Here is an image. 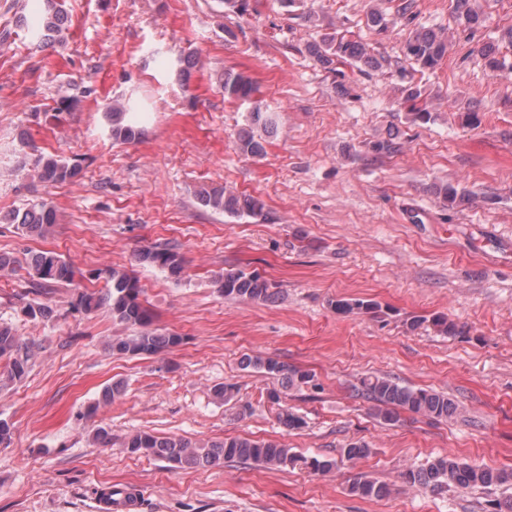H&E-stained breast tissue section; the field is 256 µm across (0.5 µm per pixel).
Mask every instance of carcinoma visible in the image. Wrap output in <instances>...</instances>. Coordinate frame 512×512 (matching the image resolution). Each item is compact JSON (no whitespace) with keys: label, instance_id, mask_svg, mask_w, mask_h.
I'll return each instance as SVG.
<instances>
[{"label":"carcinoma","instance_id":"obj_1","mask_svg":"<svg viewBox=\"0 0 512 512\" xmlns=\"http://www.w3.org/2000/svg\"><path fill=\"white\" fill-rule=\"evenodd\" d=\"M451 14L458 29L474 32L484 26L485 18L473 4V0H451ZM61 10L51 5L41 19L32 25L31 38L44 41L54 37L62 24ZM512 45V27L500 31L498 36L489 39L480 53L487 68L498 72L505 67V59L500 57V44ZM451 38L442 29L419 26L411 30L405 39V60L423 71H433L448 55ZM306 50L321 68L335 71V64L344 60H353L365 68L378 70L381 62L369 51L360 39L343 31L327 32L320 40L307 44ZM224 90V97L247 102L257 91L253 81L241 74L226 71L217 77ZM111 133L117 141H131L142 134L137 126V109L128 105L116 107L109 113ZM273 126V118L261 104L252 106L248 123L237 135V147L247 156L257 157L264 154L265 147L257 137L258 130H268ZM37 175L42 180L54 183L72 182L80 174V166L54 155L41 156L36 161ZM203 207L231 216H261L264 202L255 196L239 194L224 186L204 188L199 192ZM16 225L24 236L45 238L51 234L56 224L55 208L46 202L33 204L24 211L12 212L0 218ZM137 259L144 265L159 267L172 275H179L183 268V259L172 246H148L141 249ZM29 268L42 284L69 283L73 280V269L60 255L53 251H39L31 256ZM108 289L105 295L83 292L78 295L76 305L86 311L106 303L112 317L118 321L138 328V331L126 338L112 341V352L120 355H154L162 349L176 346L182 338L175 334L162 335L151 329L152 314L139 300L138 281L127 272L115 268L105 271ZM215 285L224 296L229 298L266 301L270 298V286L261 276L242 270H226L217 275ZM336 309L345 314L383 313L379 303L370 299H340ZM430 322L439 332L451 334L454 325L442 315L430 319L415 317L407 323L410 329H417L423 323ZM34 358L33 347L20 342L15 331L8 324H0V360H6L5 370L0 381L12 383L21 380L31 366ZM244 368H253L272 377L279 378L288 387L307 384L313 375L288 366L277 359L262 356L242 358ZM356 396L372 404L377 418L389 425L400 420V412L407 411L446 420L461 414L458 402L446 394L414 388L401 384L390 376L368 375L360 378L353 386ZM132 455L152 456L167 462L172 468H205L222 460L239 462H259L265 465L286 467L300 466L314 473H328L336 468L333 459L306 457L294 454L291 449L275 441H257L248 437H229L221 443L199 444L183 438L158 437L151 433L139 432L124 444ZM403 483L420 486L433 491L454 488L467 490L512 486V471L492 469L474 465L452 455L439 456L418 466H409L401 473ZM350 492L363 498H382L389 489L386 484L366 476L357 477L350 486Z\"/></svg>","mask_w":512,"mask_h":512}]
</instances>
